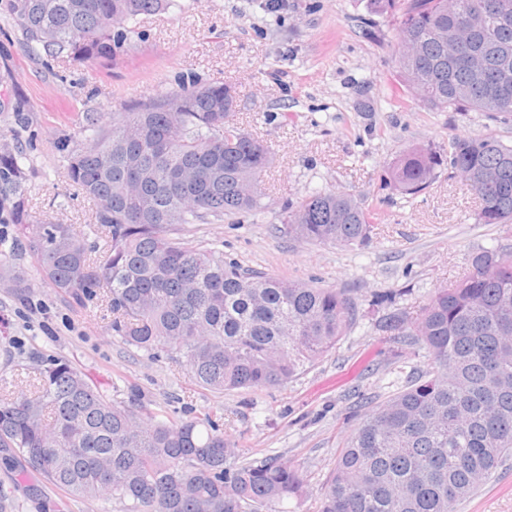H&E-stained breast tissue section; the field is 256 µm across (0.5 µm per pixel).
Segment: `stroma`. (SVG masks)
I'll return each mask as SVG.
<instances>
[{
  "label": "stroma",
  "instance_id": "obj_1",
  "mask_svg": "<svg viewBox=\"0 0 512 512\" xmlns=\"http://www.w3.org/2000/svg\"><path fill=\"white\" fill-rule=\"evenodd\" d=\"M174 0L133 22L130 45L82 63L30 56L0 0V83L13 88L0 132L25 118L18 147L29 154L34 221L0 229V252L24 290L0 280V391L15 389L46 359L70 363L117 401L142 395L170 416L211 415L243 452L276 455L299 469L305 494L288 512H317L340 448L366 402L385 401L430 368L426 350L401 343L379 322L392 306L417 314L435 288L463 275L473 253L512 246L511 224L477 221V193L447 167L412 197L384 187L403 149L429 144L447 153L455 137L512 144V115L431 112L395 82L398 26L367 0ZM224 82L236 90L238 126L270 149L260 176L265 207L234 219L188 224L180 236L275 276L348 290L359 310L336 348L288 383L257 391L196 386L186 367L123 342L98 301L59 296L30 256L12 252L39 224H68L88 241L103 237L91 206L71 185L64 145L84 143L86 114L109 120L124 105L184 82ZM336 190L377 204L368 239L323 246L279 237L286 204ZM0 512H119L118 503L72 497L40 476L23 479L0 458ZM455 512H512V461Z\"/></svg>",
  "mask_w": 512,
  "mask_h": 512
}]
</instances>
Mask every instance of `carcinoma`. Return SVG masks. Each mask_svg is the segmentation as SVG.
Returning <instances> with one entry per match:
<instances>
[{"label":"carcinoma","instance_id":"obj_1","mask_svg":"<svg viewBox=\"0 0 512 512\" xmlns=\"http://www.w3.org/2000/svg\"><path fill=\"white\" fill-rule=\"evenodd\" d=\"M10 0L35 58L85 61L129 45L123 24L173 0ZM493 0H368L399 20L398 89L432 112H512V81L475 80L454 63L442 28L462 41ZM508 18H489L484 45L512 47ZM226 83L181 86L139 100L112 121L87 117L88 144L65 156L69 180L92 205L104 239L90 251L66 224H41L24 246L43 279L82 304L105 287L112 330L128 345L181 360L211 391L280 386L354 327L344 289L286 280L173 236L264 208L259 176L267 146L234 122ZM474 189L480 224L512 223V145L453 141L448 159L412 144L384 185L415 196L436 167ZM28 159L0 143V224L25 226ZM375 208L349 194L315 191L287 209L277 233L294 241L363 242ZM380 326L425 348L431 370L367 411L347 438L319 512H454L512 458V247L474 253L468 272L439 288L416 317L395 308ZM30 390L0 394V448H10L55 488L107 498L121 512H283L303 495L298 469L278 456L246 457L207 418L159 419L143 402L107 397L66 361L35 367Z\"/></svg>","mask_w":512,"mask_h":512}]
</instances>
